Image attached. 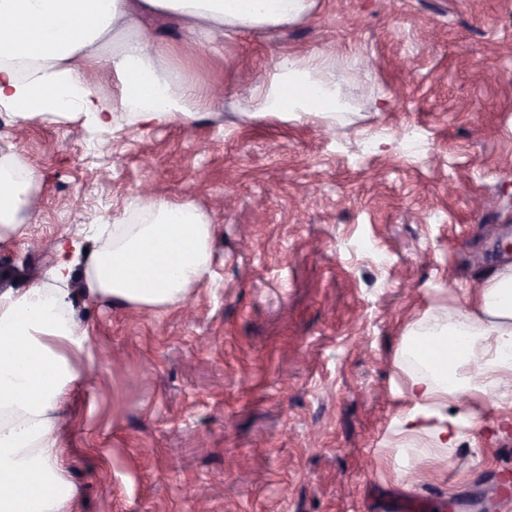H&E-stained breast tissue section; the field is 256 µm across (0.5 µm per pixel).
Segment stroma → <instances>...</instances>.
Here are the masks:
<instances>
[{
  "label": "stroma",
  "instance_id": "stroma-1",
  "mask_svg": "<svg viewBox=\"0 0 512 512\" xmlns=\"http://www.w3.org/2000/svg\"><path fill=\"white\" fill-rule=\"evenodd\" d=\"M167 66L221 104L191 127L115 117L16 124L35 218L0 246V291L45 278L61 233L121 216L144 185L217 224L185 301H88L90 373L62 431L80 512H512V406H485L451 457L397 484L399 360L500 264L512 230V0H319L288 27L187 43ZM288 54L343 72L335 125L256 117L242 87ZM232 208H216L220 196Z\"/></svg>",
  "mask_w": 512,
  "mask_h": 512
}]
</instances>
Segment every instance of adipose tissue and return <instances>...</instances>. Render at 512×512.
I'll use <instances>...</instances> for the list:
<instances>
[{
  "mask_svg": "<svg viewBox=\"0 0 512 512\" xmlns=\"http://www.w3.org/2000/svg\"><path fill=\"white\" fill-rule=\"evenodd\" d=\"M316 0H0V112L18 122L83 119L106 133L115 113L135 124H187L218 104L211 92L163 68L155 22L172 21L190 36L231 39L288 26ZM113 83L111 102L92 77ZM253 115L336 121L346 111L333 69L317 58L284 56L275 73L242 91ZM34 171L14 145L0 148V244L31 215ZM137 224L116 223L110 241L90 249L68 237L46 279L0 293V512H76L60 420L89 366L86 333L68 283L85 265L84 295L157 310L180 302L207 271L216 227L189 200L134 195ZM404 356L423 371L408 377L411 401L400 419L406 472L429 460L412 439L428 434L447 454L475 428L480 409L512 394V265L492 273L443 327L409 333ZM465 409H457L460 395Z\"/></svg>",
  "mask_w": 512,
  "mask_h": 512,
  "instance_id": "adipose-tissue-1",
  "label": "adipose tissue"
}]
</instances>
